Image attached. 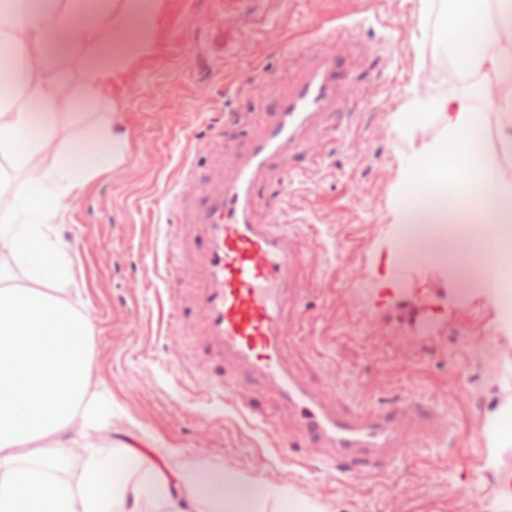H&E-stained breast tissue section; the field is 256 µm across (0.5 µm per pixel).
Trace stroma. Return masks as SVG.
Listing matches in <instances>:
<instances>
[{"label": "stroma", "instance_id": "35a3bbf8", "mask_svg": "<svg viewBox=\"0 0 512 512\" xmlns=\"http://www.w3.org/2000/svg\"><path fill=\"white\" fill-rule=\"evenodd\" d=\"M156 4L152 52L133 62L115 98L67 130L84 141L118 118L121 160L75 191L55 222L91 318L94 376L112 396L102 453L115 457L134 443L161 465H221L290 488L286 512L307 503L322 512H462L465 493L479 512H500L491 450L477 427L512 396V333L482 292L462 289L466 272L422 255L404 261L396 243L405 163L442 128L435 121L407 135L398 117L415 99L468 95L483 106L478 75L449 70L436 42L440 4L425 14L420 0H258L250 10L234 0ZM331 17L358 25L352 103L340 129L321 134L316 164L295 177L282 207L267 209L270 182L255 210L256 220L290 234L299 255L291 285L302 291L306 330L288 335L284 358L323 390L374 407L418 397L452 426L433 447L361 476L355 497L320 460H291L287 408L277 407V427L257 430L238 401L218 399L211 384L221 369L203 348L195 314L204 283L176 287L188 258L165 247L168 219L188 235L200 230L189 199L168 216L164 192L192 194L190 169L218 186L225 119L262 111L310 54L335 48ZM203 142L212 150L194 152ZM173 300L184 315L175 330L166 323ZM407 303L419 312L416 325L401 318ZM407 485L412 494H403Z\"/></svg>", "mask_w": 512, "mask_h": 512}]
</instances>
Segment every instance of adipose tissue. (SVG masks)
<instances>
[{
  "label": "adipose tissue",
  "instance_id": "ef3b65f1",
  "mask_svg": "<svg viewBox=\"0 0 512 512\" xmlns=\"http://www.w3.org/2000/svg\"><path fill=\"white\" fill-rule=\"evenodd\" d=\"M156 17L153 0H114L90 14L77 0H0V48L14 62L12 82L0 85V158L24 175L17 187L0 178V196H12L0 207V512H224L228 503L280 512L286 494L219 465L161 467L128 445L116 478L90 442L111 409L92 379L89 314L67 291L69 245L50 225L84 182L117 163L125 136L107 128L48 167L39 155L78 110L116 92L132 56L150 49ZM437 42L455 50L460 71L483 72L486 109L461 96L404 116L413 129L432 115L444 121L408 160L405 195L420 184L437 202L469 205L496 263L512 239L503 217L512 203V0H448ZM75 52L89 73L79 93L42 66L45 56ZM491 113L497 136L486 143ZM17 268L26 286H12Z\"/></svg>",
  "mask_w": 512,
  "mask_h": 512
}]
</instances>
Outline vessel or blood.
Masks as SVG:
<instances>
[{
    "instance_id": "b4317fda",
    "label": "vessel or blood",
    "mask_w": 512,
    "mask_h": 512,
    "mask_svg": "<svg viewBox=\"0 0 512 512\" xmlns=\"http://www.w3.org/2000/svg\"><path fill=\"white\" fill-rule=\"evenodd\" d=\"M352 83L344 48L313 57L251 126L246 147L225 164L220 188L192 205V222L203 230L192 266L207 283L197 302L207 325L204 344L215 362L235 370L233 378L217 380V393L262 386L295 413V435L344 483L401 461L408 448L429 446L442 419L433 404L414 397L377 411L329 399L282 355L286 323L303 317L301 295L286 292L298 256L277 225L256 222V195L269 180L288 181L294 162L308 157L312 140L348 106Z\"/></svg>"
}]
</instances>
